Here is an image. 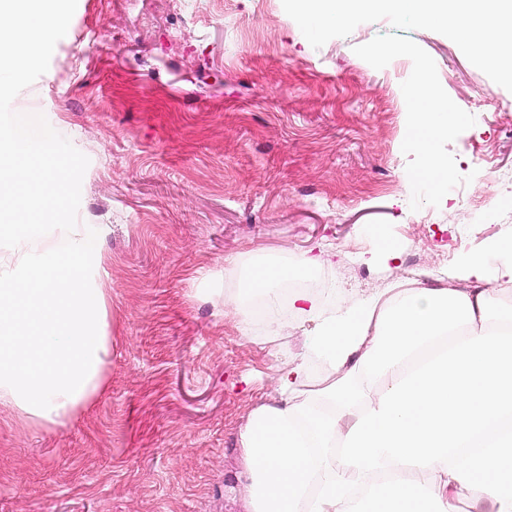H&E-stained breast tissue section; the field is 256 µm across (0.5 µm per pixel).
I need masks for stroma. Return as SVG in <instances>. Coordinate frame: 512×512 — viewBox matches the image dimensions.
<instances>
[{
  "label": "stroma",
  "mask_w": 512,
  "mask_h": 512,
  "mask_svg": "<svg viewBox=\"0 0 512 512\" xmlns=\"http://www.w3.org/2000/svg\"><path fill=\"white\" fill-rule=\"evenodd\" d=\"M420 72L467 115L437 188L410 178ZM24 113L74 163L72 223L101 230L112 358L67 425L0 408V512H245L239 429L309 329L225 319L251 255L322 244L332 304L448 280L512 235V78L410 15L311 36L287 0H83L0 100ZM379 227L400 260L367 262Z\"/></svg>",
  "instance_id": "1"
}]
</instances>
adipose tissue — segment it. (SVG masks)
Here are the masks:
<instances>
[{"mask_svg":"<svg viewBox=\"0 0 512 512\" xmlns=\"http://www.w3.org/2000/svg\"><path fill=\"white\" fill-rule=\"evenodd\" d=\"M449 0H310L322 17L394 6L425 23L449 19ZM78 0H0V97L15 93L37 52L67 25ZM466 47L478 65L504 67L498 45L512 37V0H482ZM407 141L423 163L418 177L439 186L448 167L439 142L466 116L435 91L414 93ZM25 131L0 126V407L59 426L103 386L112 356L109 297L89 281L101 266L98 231L68 224L72 167L54 133L35 117ZM59 234L63 245L47 243ZM320 256L254 259L224 314L248 332L260 299L274 333L279 316L312 323L275 402L249 413L239 433L250 512H512V305L497 282H512V237L468 257L461 285L409 280L364 300L329 308L323 295L288 290L316 272ZM329 379L313 397L310 358Z\"/></svg>","mask_w":512,"mask_h":512,"instance_id":"adipose-tissue-1","label":"adipose tissue"}]
</instances>
